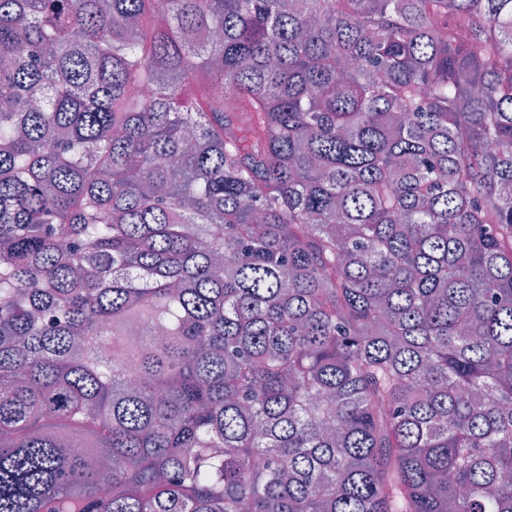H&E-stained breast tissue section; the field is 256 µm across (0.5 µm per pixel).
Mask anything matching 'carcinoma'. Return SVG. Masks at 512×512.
Returning a JSON list of instances; mask_svg holds the SVG:
<instances>
[{
    "label": "carcinoma",
    "instance_id": "1",
    "mask_svg": "<svg viewBox=\"0 0 512 512\" xmlns=\"http://www.w3.org/2000/svg\"><path fill=\"white\" fill-rule=\"evenodd\" d=\"M244 504L512 512V0H0V512Z\"/></svg>",
    "mask_w": 512,
    "mask_h": 512
}]
</instances>
